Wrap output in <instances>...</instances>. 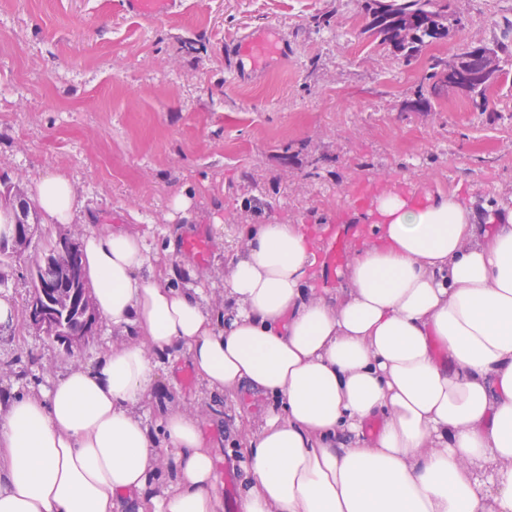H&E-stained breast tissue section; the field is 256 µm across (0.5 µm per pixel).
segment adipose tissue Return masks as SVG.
I'll return each instance as SVG.
<instances>
[{
  "label": "adipose tissue",
  "mask_w": 512,
  "mask_h": 512,
  "mask_svg": "<svg viewBox=\"0 0 512 512\" xmlns=\"http://www.w3.org/2000/svg\"><path fill=\"white\" fill-rule=\"evenodd\" d=\"M29 194L45 223L79 214L64 174ZM364 218L371 242L318 297L302 225H242L223 319L141 233L91 230L86 278L129 340L0 403V512H224L199 418L170 410L158 441L138 411L176 347L211 390L282 406L243 440V512H512V209L384 188Z\"/></svg>",
  "instance_id": "1"
}]
</instances>
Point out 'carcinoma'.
Returning a JSON list of instances; mask_svg holds the SVG:
<instances>
[{"instance_id": "cac0c4a2", "label": "carcinoma", "mask_w": 512, "mask_h": 512, "mask_svg": "<svg viewBox=\"0 0 512 512\" xmlns=\"http://www.w3.org/2000/svg\"><path fill=\"white\" fill-rule=\"evenodd\" d=\"M366 11L371 16L370 31L381 42L393 45L408 64L425 44L447 37L451 28L462 24L461 17L451 8V0H366ZM499 29L500 37L490 44L462 52L449 61L433 59L420 84L419 96L439 98L456 77L480 73L492 62V77L471 83L464 93L472 102L486 105L488 89L505 73L506 66L512 65V20H504ZM7 196L9 206L5 210L10 223L0 224V266L9 264L17 249L28 244L29 219L36 215L21 193L9 190ZM27 275L32 288L30 301L39 300L47 288L57 289L53 304L66 325V334L82 335L85 315L96 316L90 307L83 260L73 264L64 257L48 260L43 253L29 266Z\"/></svg>"}]
</instances>
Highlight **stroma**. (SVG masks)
Here are the masks:
<instances>
[{
    "label": "stroma",
    "instance_id": "35a3bbf8",
    "mask_svg": "<svg viewBox=\"0 0 512 512\" xmlns=\"http://www.w3.org/2000/svg\"><path fill=\"white\" fill-rule=\"evenodd\" d=\"M365 0H182L139 20L121 0H0V186L28 191L51 170L82 204L71 224H36L25 251L0 268V392L46 386L91 366L124 336L99 323L67 349L26 321L23 273L51 239H83L109 224L144 233L173 286L206 288L227 308L224 282L243 248V224H302L315 254L331 242L352 254L367 227L353 215L381 187L422 197L457 192L476 207L512 208V73L478 106L418 101L431 57L492 41L512 0H453L464 26L405 63L367 30ZM286 46L237 74L239 47L261 35ZM190 194L187 212L170 199ZM202 236L206 260L183 248ZM266 398L211 391L186 355L158 367L141 406L149 427L186 408L202 422L216 475L246 486L237 446L257 431Z\"/></svg>",
    "mask_w": 512,
    "mask_h": 512
}]
</instances>
